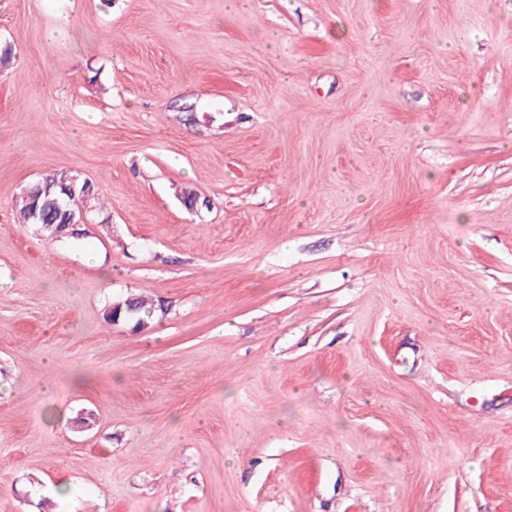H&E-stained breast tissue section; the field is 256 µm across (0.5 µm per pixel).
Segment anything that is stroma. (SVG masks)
<instances>
[{
	"label": "stroma",
	"mask_w": 512,
	"mask_h": 512,
	"mask_svg": "<svg viewBox=\"0 0 512 512\" xmlns=\"http://www.w3.org/2000/svg\"><path fill=\"white\" fill-rule=\"evenodd\" d=\"M6 45L0 512H512V0H0ZM65 170L102 214L18 223ZM148 302L144 298H126L119 301L110 309V317L114 321H135V326L144 323L143 316L149 312Z\"/></svg>",
	"instance_id": "stroma-1"
}]
</instances>
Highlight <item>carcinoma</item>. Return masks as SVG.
<instances>
[{
  "mask_svg": "<svg viewBox=\"0 0 512 512\" xmlns=\"http://www.w3.org/2000/svg\"><path fill=\"white\" fill-rule=\"evenodd\" d=\"M53 184L50 191L35 190L27 199H19V221L23 224H58L61 216L79 213L88 205L100 204L98 195L88 196L85 186L88 180L62 171L48 176ZM149 312L148 302L144 298H127L114 304L110 317L115 320L133 321L139 326L144 323L143 316Z\"/></svg>",
  "mask_w": 512,
  "mask_h": 512,
  "instance_id": "cac0c4a2",
  "label": "carcinoma"
}]
</instances>
